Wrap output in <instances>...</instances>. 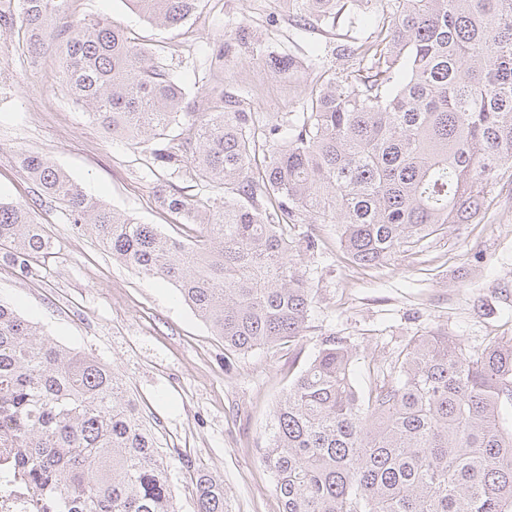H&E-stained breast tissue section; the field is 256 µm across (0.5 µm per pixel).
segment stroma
<instances>
[{"label": "stroma", "mask_w": 512, "mask_h": 512, "mask_svg": "<svg viewBox=\"0 0 512 512\" xmlns=\"http://www.w3.org/2000/svg\"><path fill=\"white\" fill-rule=\"evenodd\" d=\"M71 11L107 16L165 58L193 112L209 107L204 90L213 82L214 44L223 41L225 93L272 122L299 111L303 90L324 73L345 68L336 49L351 42L345 26L299 24L280 0H199L173 28L147 22L128 0H72ZM284 53L300 63L296 77L267 67L269 56ZM20 152L49 159L87 194L165 234H175L177 218L157 184L195 199L219 193L188 171L149 169L144 149L105 137L63 87L57 51L31 59L14 32L0 40V200L36 198L15 160ZM35 212L53 248L24 272L0 257V302L64 348L114 367L171 467L178 512H195L191 477L199 470L223 481L228 512H278L261 450L276 402L326 337L353 346L364 388L369 366L389 362L409 337L441 331L476 349L512 336V162L471 223L448 225L380 267L350 262L333 227L290 225L301 245L295 259L316 290L304 336L245 354L225 350L173 285L113 260L63 206Z\"/></svg>", "instance_id": "stroma-1"}]
</instances>
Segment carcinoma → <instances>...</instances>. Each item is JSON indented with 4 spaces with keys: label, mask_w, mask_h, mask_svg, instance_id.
I'll return each mask as SVG.
<instances>
[{
    "label": "carcinoma",
    "mask_w": 512,
    "mask_h": 512,
    "mask_svg": "<svg viewBox=\"0 0 512 512\" xmlns=\"http://www.w3.org/2000/svg\"><path fill=\"white\" fill-rule=\"evenodd\" d=\"M177 26L197 0H129ZM312 24L361 25L360 0H285ZM346 49L351 64L305 92L302 111L263 124L213 85L187 111L179 80L102 18L69 0H0V34L24 30L37 58L61 54L65 88L106 135L224 195L156 193L183 217L185 243L87 195L49 160L17 162L112 258L173 284L232 352L303 336L314 289L293 258L291 224H330L349 260L378 267L469 224L512 162V0H389ZM278 75L295 57L271 56ZM180 143H162L184 118ZM51 241L33 209L0 201V249L23 265ZM352 347L331 336L277 401L264 465L280 512H512V336L471 350L446 334L410 337L354 385ZM0 418L14 423L39 512H178L154 434L109 366L61 348L0 303ZM197 512H227L224 482L195 479Z\"/></svg>",
    "instance_id": "obj_1"
}]
</instances>
